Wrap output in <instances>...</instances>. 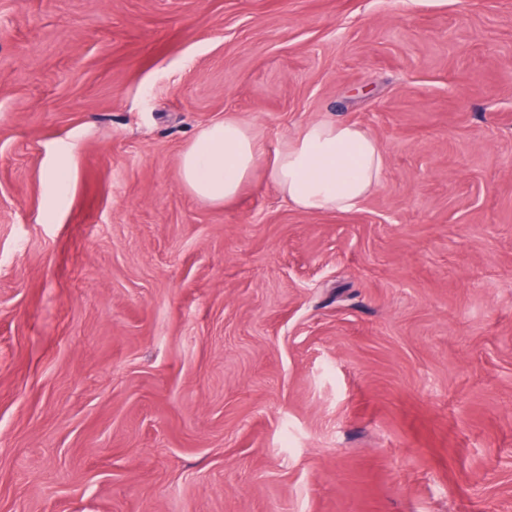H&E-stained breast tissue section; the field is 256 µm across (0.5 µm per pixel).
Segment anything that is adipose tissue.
Returning a JSON list of instances; mask_svg holds the SVG:
<instances>
[{
  "label": "adipose tissue",
  "mask_w": 512,
  "mask_h": 512,
  "mask_svg": "<svg viewBox=\"0 0 512 512\" xmlns=\"http://www.w3.org/2000/svg\"><path fill=\"white\" fill-rule=\"evenodd\" d=\"M264 170L292 206L311 214L355 209L379 185L384 154L362 127L314 119L266 155L254 128L237 116L202 127L180 158L183 186L211 204L233 200Z\"/></svg>",
  "instance_id": "1"
}]
</instances>
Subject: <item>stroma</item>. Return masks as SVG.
Segmentation results:
<instances>
[{
    "instance_id": "1",
    "label": "stroma",
    "mask_w": 512,
    "mask_h": 512,
    "mask_svg": "<svg viewBox=\"0 0 512 512\" xmlns=\"http://www.w3.org/2000/svg\"><path fill=\"white\" fill-rule=\"evenodd\" d=\"M228 113L383 178L200 201ZM0 512H512V0H0ZM265 174L292 206L311 214L355 209L379 185L384 154L362 127L314 119L284 137L272 157L235 115L202 127L180 158L183 186L211 204L233 200L255 172Z\"/></svg>"
}]
</instances>
